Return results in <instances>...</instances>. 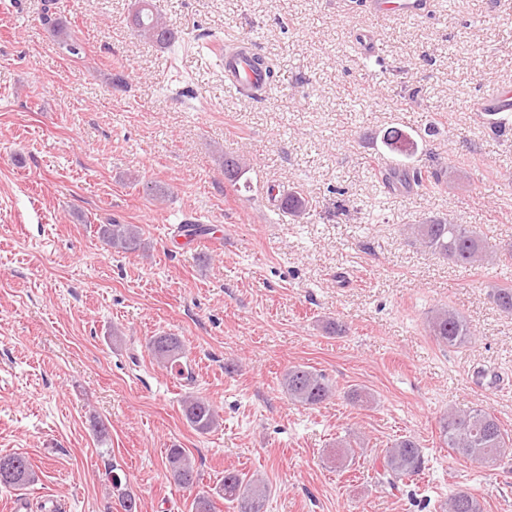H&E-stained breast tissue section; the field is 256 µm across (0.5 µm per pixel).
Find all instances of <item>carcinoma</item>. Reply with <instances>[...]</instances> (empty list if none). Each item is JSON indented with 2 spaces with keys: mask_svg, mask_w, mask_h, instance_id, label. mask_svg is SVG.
I'll return each instance as SVG.
<instances>
[{
  "mask_svg": "<svg viewBox=\"0 0 512 512\" xmlns=\"http://www.w3.org/2000/svg\"><path fill=\"white\" fill-rule=\"evenodd\" d=\"M134 25L138 36L148 41L169 46L176 39L174 29L157 11L153 0H139ZM385 145L391 152L404 157L411 156L417 150V141L411 134L401 130L388 133ZM444 175L445 172L441 170H424L398 161L384 170L383 183L408 190L432 188L441 182ZM272 199L278 200L280 209L290 212L304 213L311 208L309 200L295 191L281 197L274 195ZM409 231L420 246L456 267L466 269L489 257L488 243L467 224L437 220L430 224H411ZM100 235L106 245L124 253L143 251L146 248L141 229L136 224H102ZM492 299L501 312L512 315V288L493 289ZM428 328L437 343L448 347L467 344L474 336L466 319L449 308L436 309L428 320ZM149 345L157 364L166 369L175 367L181 361V379L187 382L194 380L191 361L188 360L181 337L165 333L152 337ZM282 387L292 401L308 407L318 406L334 394V387L324 373L304 365L289 367L283 375ZM181 404L186 422L196 431L207 433L217 425V412L205 398L188 395L181 400ZM439 433L443 443L454 453L480 463H493L504 457L512 441L496 417L482 407L448 410L440 417ZM355 454L351 442H338L336 461L341 466L350 465ZM381 457L378 483L393 491L399 490L404 480L420 475L424 468L422 448L411 437L397 440L391 447L382 450ZM166 462L178 486L188 491L198 486L200 473L185 449H167ZM34 481L35 473L27 456L17 452L0 454V487L20 488ZM212 492L235 504L238 512H259L260 503L268 495V486L259 477L248 478L236 471L227 470L220 483L212 488ZM444 510L482 512L478 498L463 489L448 497Z\"/></svg>",
  "mask_w": 512,
  "mask_h": 512,
  "instance_id": "obj_1",
  "label": "carcinoma"
}]
</instances>
